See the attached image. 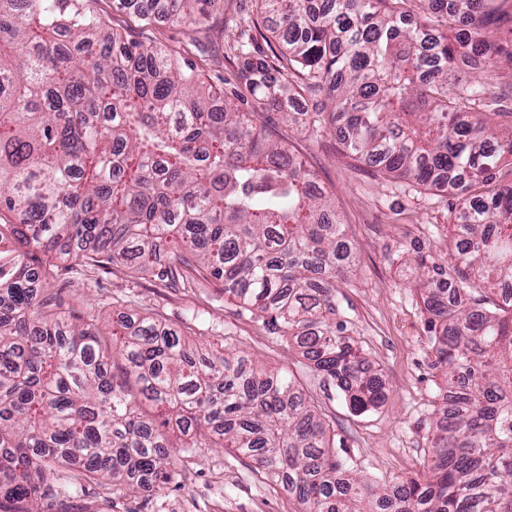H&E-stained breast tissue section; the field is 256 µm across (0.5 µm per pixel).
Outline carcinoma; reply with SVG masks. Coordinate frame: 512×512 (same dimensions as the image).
<instances>
[{"instance_id":"obj_1","label":"carcinoma","mask_w":512,"mask_h":512,"mask_svg":"<svg viewBox=\"0 0 512 512\" xmlns=\"http://www.w3.org/2000/svg\"><path fill=\"white\" fill-rule=\"evenodd\" d=\"M0 0V512H52L112 481V493L176 482L182 451L213 443L253 460L288 493V512H512V125L471 111L495 74L488 0H256L284 50L241 32V98L317 130L344 122L358 159L458 200L450 259H415L446 404L424 473L383 485L354 477L289 375L223 349H198L140 316L118 343L72 324L46 277L11 240L81 265H124L166 288L205 273L283 333L358 413L384 398L368 373L335 282L355 257L335 202L191 64L153 39H128L90 0ZM217 0H147L191 27ZM448 19L453 35L431 26ZM479 56L482 82L449 93ZM324 90L329 112L298 113ZM473 290L472 304L449 296ZM120 359L123 371H111ZM164 411L162 431L145 414ZM78 463V481L56 479Z\"/></svg>"}]
</instances>
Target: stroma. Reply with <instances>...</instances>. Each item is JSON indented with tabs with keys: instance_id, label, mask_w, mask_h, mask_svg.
I'll return each instance as SVG.
<instances>
[{
	"instance_id": "obj_1",
	"label": "stroma",
	"mask_w": 512,
	"mask_h": 512,
	"mask_svg": "<svg viewBox=\"0 0 512 512\" xmlns=\"http://www.w3.org/2000/svg\"><path fill=\"white\" fill-rule=\"evenodd\" d=\"M237 0H221L200 25L182 28L156 23L155 41L196 64L204 80L239 89L241 68L236 38L225 35L224 20L237 14ZM502 46L498 69L478 112L512 121V36L495 32ZM256 124L287 147L331 196L347 228L357 270L339 284L336 299L348 330L362 349L369 369L384 387L375 411L353 414L335 387L286 338L270 333L239 302L225 296L220 282L196 277L191 289L159 285L152 275L122 265L67 266L65 261L28 250L32 267L49 275L50 293L63 311L94 315L100 328L111 329L123 315H147L181 331L192 342L227 347L271 369L289 373L295 386L316 406L336 448L354 476L413 477L430 456V426L443 404V372L436 363L429 315L421 295L407 282L408 260L421 253L440 261L453 233V188L445 183L424 187L381 173L346 153L332 128L313 130L281 117H268L249 101ZM178 484L164 495L143 488L118 497L110 484H91L70 502L69 512H288L283 490L266 480L254 463L229 448H195L178 453Z\"/></svg>"
}]
</instances>
